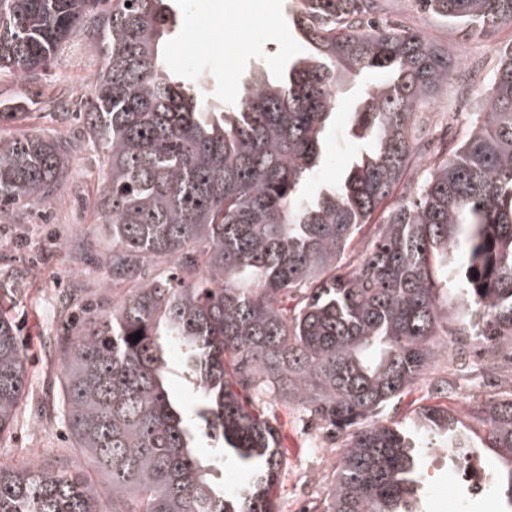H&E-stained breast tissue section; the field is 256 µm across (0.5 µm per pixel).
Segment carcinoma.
Wrapping results in <instances>:
<instances>
[{
  "label": "carcinoma",
  "mask_w": 512,
  "mask_h": 512,
  "mask_svg": "<svg viewBox=\"0 0 512 512\" xmlns=\"http://www.w3.org/2000/svg\"><path fill=\"white\" fill-rule=\"evenodd\" d=\"M174 2L0 0V77L43 78L76 38L100 58L81 119L112 237V306L74 321L76 295L62 294L46 337L74 447L107 482L66 459L0 463V512H276L283 444L259 410L269 401H295L347 433L321 512H417L421 442L464 458L469 433L444 406L405 423L366 420L411 391L451 302L453 335L480 339L489 365L512 355V47L466 137L437 150L414 200L373 224L419 160L416 116L448 83V51L376 26L382 0H296L304 52L218 110L164 68ZM417 2L465 33L512 21V0ZM376 71L387 80L365 86L352 113L362 149L309 195L340 79ZM37 104L1 101L0 120ZM72 152L57 134L0 137V224L52 205ZM365 226L371 245L348 271L345 252ZM156 260L171 264L167 275L146 274ZM24 277L0 270V301L16 299ZM17 333L0 316V436L28 391ZM167 345L199 394L191 407L166 388ZM468 416L489 426L512 508V391ZM202 431L218 448L211 458L194 453ZM226 459L247 474L233 494L218 477Z\"/></svg>",
  "instance_id": "obj_1"
}]
</instances>
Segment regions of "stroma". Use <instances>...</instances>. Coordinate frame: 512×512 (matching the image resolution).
Returning <instances> with one entry per match:
<instances>
[{
	"label": "stroma",
	"mask_w": 512,
	"mask_h": 512,
	"mask_svg": "<svg viewBox=\"0 0 512 512\" xmlns=\"http://www.w3.org/2000/svg\"><path fill=\"white\" fill-rule=\"evenodd\" d=\"M236 4L237 0H184L167 38V68L189 87L202 88L209 101L216 104L234 102L242 80L257 71L275 72L287 55L300 49L285 20L286 0H259L260 11L276 16L278 23L274 26L249 19ZM379 20L421 33L447 49L454 61L455 75L431 101L430 111L453 105L460 89V74L478 68L479 82L466 89L470 99L467 110L461 113L451 134L437 136L438 141L457 144L466 135L474 112L483 105L503 47L512 46V22L478 34L464 33L442 17L420 9L416 0L406 5L387 0ZM97 68V59L78 38L61 52L44 79L22 83L0 78V100L25 94L43 101L41 109L30 112L25 120L0 123V136L17 137L40 130L58 133L75 146L69 161L70 176L58 201L16 223L0 224V269L28 267L31 282L25 297L0 309L19 329L30 374L29 393L19 405L17 422L10 433L0 437V462L52 461L75 453L63 418L53 411L40 414L39 406L53 400L61 374L58 360L43 347L45 336L56 322L55 296L78 288L93 302L112 298L106 278L99 275L98 264L75 260L58 247L59 242L76 240L88 242L97 253L105 252L107 247L95 211L101 190L96 157L86 146L83 124L77 118L92 98ZM360 94L361 87L355 82L343 89L341 103L325 134L324 161L316 173L315 185L334 183L356 149L348 134ZM443 315L445 333L439 336L435 354L411 393L398 408L379 409L373 420L386 424L402 419L419 406H447L462 418L478 444L476 454L487 489L481 495H471L461 478L466 460L450 457L447 449L430 446L423 452L418 484L423 512H502L504 505L493 489L496 474L491 451L481 445L486 431L481 423L468 418L467 411L473 404L488 402L512 388V361L503 360L498 369L486 370L484 346L478 340L471 341L468 355H460L449 335L457 324V306L448 305ZM462 363L469 370L464 377L456 374ZM442 379L452 383L451 392L445 396L433 390L435 382ZM268 410L275 415L287 448L275 492L277 512H297L300 504L304 512H320L319 506L333 482L341 439L297 406L272 403Z\"/></svg>",
	"instance_id": "obj_1"
}]
</instances>
